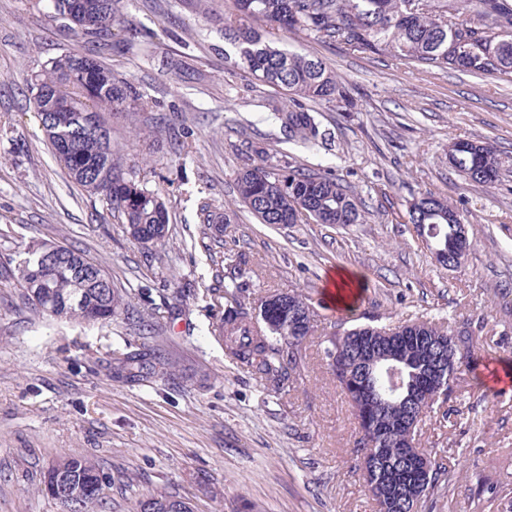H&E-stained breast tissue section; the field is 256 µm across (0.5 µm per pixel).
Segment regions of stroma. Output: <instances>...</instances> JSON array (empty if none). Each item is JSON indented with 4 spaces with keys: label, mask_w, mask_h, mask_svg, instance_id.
I'll use <instances>...</instances> for the list:
<instances>
[{
    "label": "stroma",
    "mask_w": 512,
    "mask_h": 512,
    "mask_svg": "<svg viewBox=\"0 0 512 512\" xmlns=\"http://www.w3.org/2000/svg\"><path fill=\"white\" fill-rule=\"evenodd\" d=\"M150 36L103 62L143 96L142 111L114 117L112 137L170 214L168 241L148 252L103 197L72 183L55 161L26 84L45 62L92 44L45 21L37 0H0V512H64L43 491L49 466L82 453L108 480L106 512H134L158 494L195 512H371L347 462L356 423L317 343L334 330L326 294L336 269L363 288L353 324L427 320L467 330L470 368L421 423L419 448L442 451L443 472L419 512H512V384L490 386L512 363V85L451 71L431 74L392 57L288 35L290 49L322 59L347 103H313L327 144L308 148L261 122L262 85L224 59V0H124ZM480 138L503 162L491 187L448 166V144ZM256 144L333 171L360 197V224H262L238 199L236 174ZM431 192L463 210L470 246L461 265L436 262L407 221ZM228 213L207 224L201 207ZM83 250L139 309L183 292L180 313H156L154 343L173 375L113 380L116 355L144 341L135 322L54 319L17 281L33 241ZM254 271L246 302L296 291L317 312L299 375L276 393L226 354L211 333L207 293L236 256Z\"/></svg>",
    "instance_id": "obj_1"
}]
</instances>
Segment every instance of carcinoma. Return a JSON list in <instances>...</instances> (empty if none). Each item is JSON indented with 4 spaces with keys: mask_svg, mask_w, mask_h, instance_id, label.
<instances>
[{
    "mask_svg": "<svg viewBox=\"0 0 512 512\" xmlns=\"http://www.w3.org/2000/svg\"><path fill=\"white\" fill-rule=\"evenodd\" d=\"M45 17L91 38L103 39L119 27L133 42L146 37L144 30L123 13L122 0H48ZM303 33L336 42L353 52L390 55L425 65L430 69H453L476 76L512 83V3L509 0H232L224 14V33L234 50L237 66L265 85L288 92V102L268 104L262 115L278 122L290 136L314 147L325 137L304 102L346 99L336 75L318 59L281 49L269 39L275 32ZM30 100L40 117L53 153L70 180L91 195H100L119 213L137 236L162 247L169 233V213L153 191L143 187L126 170L123 154L112 141L103 142L81 126L82 115L91 112L109 127L104 113L138 112L142 95L127 80L116 76L94 54H64L46 62L29 86ZM253 163L236 175L240 202L263 224H296L311 219L318 224H358L361 202L342 179L330 172H314L297 164L287 153L271 154L250 146ZM448 162L465 180L482 186L498 181L502 161L494 144L459 140L448 146ZM112 173L108 183L100 176ZM410 223L433 231L438 248L451 253L455 227L464 223L459 209L448 199L426 194L408 207ZM55 247L68 257L69 267L57 271L36 286L21 271L19 286L35 309L55 318L106 321L129 317L142 330L153 324L114 288L98 287V280L112 282L101 266L81 251L67 245L34 243L32 256ZM252 270L239 256L227 272L215 276L218 286L209 289L220 310L216 330L229 357L249 373L283 391L299 368L303 343L314 332L317 313L302 294H282L283 302L267 311L260 323L245 303ZM395 336H419L407 346L411 367L434 361L446 363L441 385L450 390L467 361L448 356L457 343L470 345L465 330H446L421 321L386 327ZM336 349V383L357 412L365 394L356 388L364 381L378 398L367 419L358 424L353 453L369 469L368 491L379 512H403L404 499L429 493L441 469L434 448L426 454V475L402 468L400 459L404 428L401 421L408 406L400 401L410 379L409 369L399 376L379 363L365 369L364 352L348 343H329L324 356ZM172 364L154 348L144 347L114 357L112 378L138 383L164 375ZM70 476L72 490L85 497L94 493L100 470L88 457L74 453L61 461ZM149 512H176L168 495L138 501Z\"/></svg>",
    "mask_w": 512,
    "mask_h": 512,
    "instance_id": "cac0c4a2",
    "label": "carcinoma"
}]
</instances>
